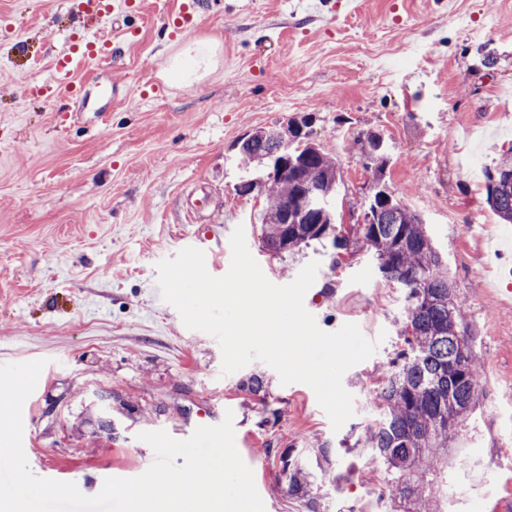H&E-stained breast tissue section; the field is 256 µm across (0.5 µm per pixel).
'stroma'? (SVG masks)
Returning <instances> with one entry per match:
<instances>
[{
	"mask_svg": "<svg viewBox=\"0 0 512 512\" xmlns=\"http://www.w3.org/2000/svg\"><path fill=\"white\" fill-rule=\"evenodd\" d=\"M178 0H142L124 25L137 36L109 63L74 73L81 93L53 96L57 55L78 27L68 0H0V365H46L23 405V450L40 478L85 495L105 479L134 478L154 451L140 433L191 437L211 406L232 416L241 458H253L268 512H308L277 487L279 452L311 471L319 512H391L386 473L367 437L376 394L403 346L404 289L366 253L334 257L329 241L295 254L260 240L263 195H238L262 176L239 142L259 128L307 119L312 140L338 165L336 221L364 223L373 194L360 141L386 144L384 181L420 213L464 307L482 373L480 404L448 448V502L468 512H512V280L482 271L498 218L484 180L462 169L493 166L512 151V0H199L193 39L222 47L196 87L165 81L182 46L165 15ZM243 228L269 281L291 283L319 264L309 289L320 329L357 325L377 345L347 370L353 416L340 430L311 387L281 384L261 361L222 372L215 338L185 327L157 288L160 261L211 234L207 271L224 276L230 238ZM264 381L251 393L252 376ZM118 397L111 429L87 424L97 397ZM329 456H321L320 447Z\"/></svg>",
	"mask_w": 512,
	"mask_h": 512,
	"instance_id": "obj_1",
	"label": "stroma"
}]
</instances>
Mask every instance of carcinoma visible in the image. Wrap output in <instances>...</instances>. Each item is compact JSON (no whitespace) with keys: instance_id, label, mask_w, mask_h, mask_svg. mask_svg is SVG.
<instances>
[{"instance_id":"carcinoma-1","label":"carcinoma","mask_w":512,"mask_h":512,"mask_svg":"<svg viewBox=\"0 0 512 512\" xmlns=\"http://www.w3.org/2000/svg\"><path fill=\"white\" fill-rule=\"evenodd\" d=\"M277 148L268 131L260 130L243 156L268 171L279 160ZM374 149V136L361 142L368 164L380 174L385 163ZM288 152L294 154L288 175L265 186L269 206L262 220L263 247L293 254L313 240L328 239L338 255L366 251L385 280L408 290L405 348L392 361L377 393L382 413L369 443L389 475L393 512H442L437 477L448 456V441L479 403L481 377L445 263L421 216L391 200L381 188L357 230L344 231L319 212L295 211L290 223H277L276 213L305 187L327 191L337 183L336 161L329 149H314L298 137ZM484 178L487 203L502 223L512 224V154L485 169ZM280 463L283 490L317 512L310 471L286 449Z\"/></svg>"}]
</instances>
